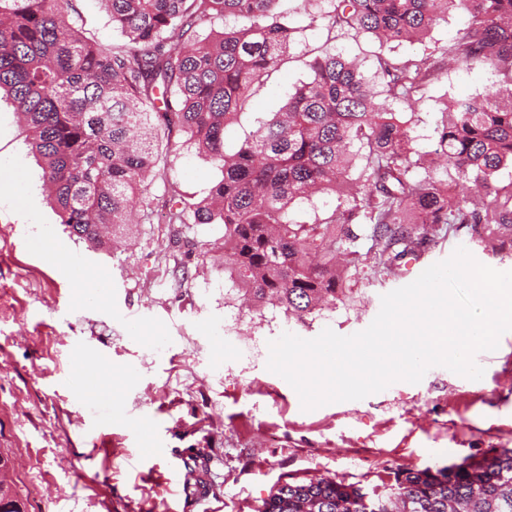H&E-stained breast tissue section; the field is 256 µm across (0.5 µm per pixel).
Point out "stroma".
Returning <instances> with one entry per match:
<instances>
[{
  "label": "stroma",
  "mask_w": 512,
  "mask_h": 512,
  "mask_svg": "<svg viewBox=\"0 0 512 512\" xmlns=\"http://www.w3.org/2000/svg\"><path fill=\"white\" fill-rule=\"evenodd\" d=\"M297 28L282 65L253 86L246 112L225 136L234 148L258 118L279 111L309 77L307 61L336 49L375 70L377 39L329 38L325 0H284ZM71 24L104 47L119 43L103 0H74ZM450 11L420 41L394 56L429 58L438 70L423 86L410 121L413 146L430 162L443 111L495 82L488 67L455 65L448 52L466 28ZM166 178L148 186L151 219L134 211L111 249L69 233L50 201L42 171L12 104L0 100V453L26 512H164L168 494L152 479L173 454L210 459L213 493L186 512H259L279 484L330 477L371 487L399 468L445 465L512 448V331L485 352L482 379L464 384L447 368L419 383L398 381L361 400L303 410L294 388L267 368L268 343L283 332L304 339L324 329L349 336L377 316L381 297L403 287L405 266L378 270L368 238L336 305L299 321L248 303L224 277V227L168 224L167 183L206 195L217 170L177 136ZM466 248L481 264L512 271V248L492 249L465 227L438 235L423 264ZM64 249L69 263L56 257ZM110 278L102 299L86 294L81 268ZM162 271L156 282L154 271ZM97 363L96 383L79 374ZM108 427L119 455L92 449L90 430Z\"/></svg>",
  "instance_id": "obj_1"
}]
</instances>
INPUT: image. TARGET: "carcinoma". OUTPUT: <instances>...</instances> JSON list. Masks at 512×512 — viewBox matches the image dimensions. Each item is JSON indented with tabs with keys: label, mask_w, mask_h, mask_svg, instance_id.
Wrapping results in <instances>:
<instances>
[{
	"label": "carcinoma",
	"mask_w": 512,
	"mask_h": 512,
	"mask_svg": "<svg viewBox=\"0 0 512 512\" xmlns=\"http://www.w3.org/2000/svg\"><path fill=\"white\" fill-rule=\"evenodd\" d=\"M72 0H0V91L11 100L41 160L60 223L103 244L122 235L140 195L164 176L172 134L184 132L220 172L203 197L178 195L172 224L224 225V271L260 305L300 320L348 291L351 246L370 225L378 264L389 269L424 250L442 224L477 230L485 242L512 231V190L497 173L512 166V0H324L329 32L385 43L426 35L450 9L468 14L451 49L460 66L480 63L509 82L457 100L444 112L437 165L415 175L407 123L436 64L375 56L366 76L342 54L307 64L308 80L279 112L259 121L236 150L253 85L277 69L296 28L282 0H105L123 42L107 49L68 21ZM245 21L217 31L215 19ZM364 181L351 191L352 157ZM352 199L337 220L298 224L296 203L320 192ZM261 512H512V448L432 469L404 468L370 491L333 478L279 485Z\"/></svg>",
	"instance_id": "1"
}]
</instances>
